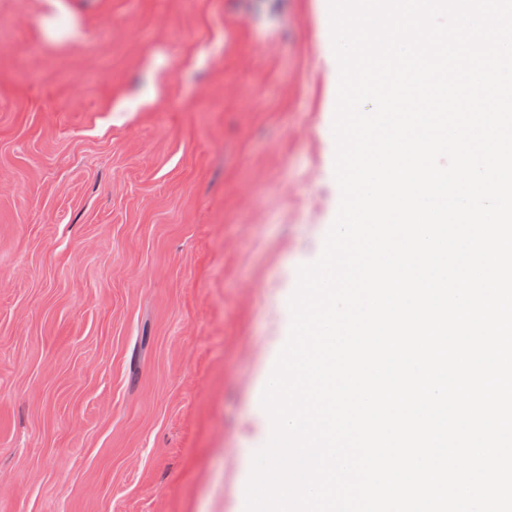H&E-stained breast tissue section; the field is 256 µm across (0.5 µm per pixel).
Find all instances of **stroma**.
Returning a JSON list of instances; mask_svg holds the SVG:
<instances>
[{
  "mask_svg": "<svg viewBox=\"0 0 512 512\" xmlns=\"http://www.w3.org/2000/svg\"><path fill=\"white\" fill-rule=\"evenodd\" d=\"M0 0V512H240L339 206L323 0ZM48 3L49 17L46 19L45 35L52 41L61 40L67 28H73L74 21L62 0H46Z\"/></svg>",
  "mask_w": 512,
  "mask_h": 512,
  "instance_id": "stroma-1",
  "label": "stroma"
}]
</instances>
